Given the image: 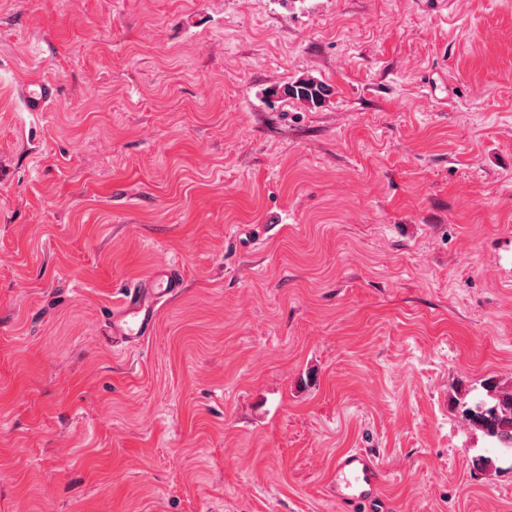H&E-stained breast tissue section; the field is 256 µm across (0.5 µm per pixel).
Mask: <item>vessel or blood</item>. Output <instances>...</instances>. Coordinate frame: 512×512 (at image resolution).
<instances>
[{"label": "vessel or blood", "mask_w": 512, "mask_h": 512, "mask_svg": "<svg viewBox=\"0 0 512 512\" xmlns=\"http://www.w3.org/2000/svg\"><path fill=\"white\" fill-rule=\"evenodd\" d=\"M22 102L33 114L49 111L54 102V84L34 81L22 91ZM184 278L176 264H168L153 279L128 286L106 321L104 341L115 348L128 347L151 336L158 310L180 295ZM385 478L374 454L350 449L337 456L327 490L343 512H387L380 506L378 491Z\"/></svg>", "instance_id": "vessel-or-blood-1"}]
</instances>
